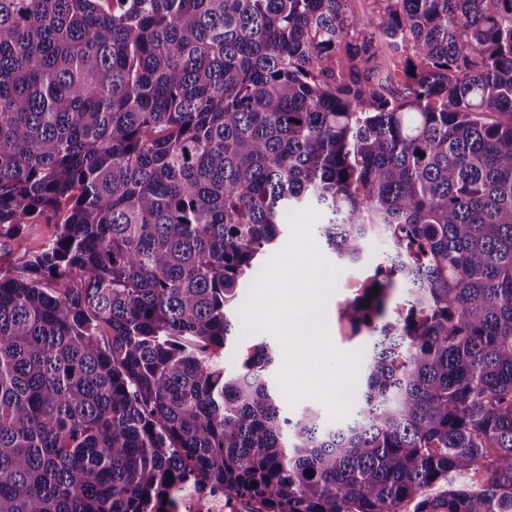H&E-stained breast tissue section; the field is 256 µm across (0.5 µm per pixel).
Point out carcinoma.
<instances>
[{
  "label": "carcinoma",
  "instance_id": "cac0c4a2",
  "mask_svg": "<svg viewBox=\"0 0 512 512\" xmlns=\"http://www.w3.org/2000/svg\"><path fill=\"white\" fill-rule=\"evenodd\" d=\"M348 2L0 0V512H512V0ZM299 207L388 243L335 425L218 356ZM52 224H32L27 232L23 250L18 252L11 245L4 244L0 249V269L12 270L21 264L22 256L25 250L38 251L51 239L54 233ZM165 512H265L263 503L246 496L224 493L223 488L180 483L167 499Z\"/></svg>",
  "mask_w": 512,
  "mask_h": 512
}]
</instances>
